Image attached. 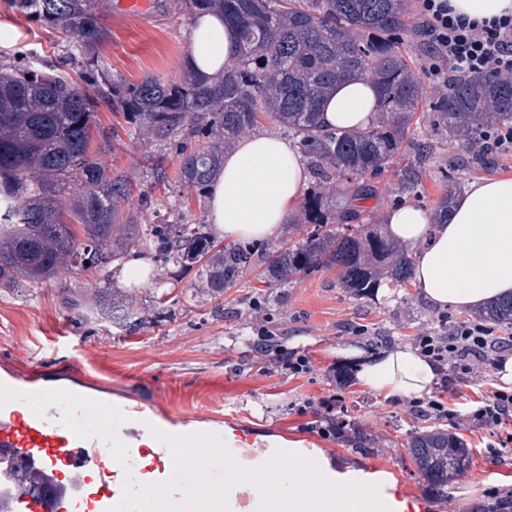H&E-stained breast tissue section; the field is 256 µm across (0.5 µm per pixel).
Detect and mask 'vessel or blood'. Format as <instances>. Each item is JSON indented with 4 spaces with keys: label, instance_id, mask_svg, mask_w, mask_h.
I'll return each mask as SVG.
<instances>
[{
    "label": "vessel or blood",
    "instance_id": "vessel-or-blood-1",
    "mask_svg": "<svg viewBox=\"0 0 512 512\" xmlns=\"http://www.w3.org/2000/svg\"><path fill=\"white\" fill-rule=\"evenodd\" d=\"M135 415L156 449L157 489L220 483L209 451L223 447V432L178 426L83 392L53 390L30 373L0 378V512H10L18 499L28 512H59L65 500L88 512H149L150 499L139 488L142 470L125 434L127 418ZM189 448L195 451L192 466H177L179 452ZM62 468L69 473L64 482L58 478ZM120 472L126 480L118 485ZM24 474L33 478L25 493L19 490Z\"/></svg>",
    "mask_w": 512,
    "mask_h": 512
}]
</instances>
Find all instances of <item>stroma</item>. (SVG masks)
Returning a JSON list of instances; mask_svg holds the SVG:
<instances>
[{
	"instance_id": "35a3bbf8",
	"label": "stroma",
	"mask_w": 512,
	"mask_h": 512,
	"mask_svg": "<svg viewBox=\"0 0 512 512\" xmlns=\"http://www.w3.org/2000/svg\"><path fill=\"white\" fill-rule=\"evenodd\" d=\"M123 0H100L99 13L111 32L99 55L115 77L137 83L148 76L167 81L187 70L191 29L177 14V0H152L141 15L129 14ZM417 15L397 44L421 81L425 94L414 117L419 141L432 153L419 169L414 192L403 187L401 168L393 164L376 179L375 196L363 200L360 220L378 224L384 212L402 202L435 210L440 197L456 184L512 174V151L494 152L487 164H472L457 138L436 125L432 105L439 98L426 73L429 53L417 33ZM65 44L52 29L0 0V67L17 65L35 54L46 65ZM123 114L99 106L90 151L113 175L124 176L134 190L122 202L124 214L140 224H203L207 204L177 179L183 154L203 147L201 139L164 144L145 160L146 147L126 135ZM121 268L113 260L92 271L68 274L64 285L0 289V374L37 371L59 385H85L104 399L142 407L175 422L233 431L234 448H284L297 442L321 451L338 468L365 473L384 471L396 483L398 499L417 512H474L491 496L512 493V450L497 459L485 452L486 430L468 421L449 422L448 431L464 437L472 450L467 473L445 500L429 498L408 450L409 436L423 427L407 406L386 405L385 394L359 384L342 352L355 348L377 354L409 346L422 332L449 322L475 320V313L430 306L416 286L383 284L377 295L356 297L341 288L335 270H323L284 288L260 286L255 270L216 297L203 289L194 271L155 263L151 285L125 290L135 308L127 320L111 321L64 304L65 294L88 299L110 288ZM283 346L306 349L313 369L294 377L277 357L260 359L255 344L269 333ZM495 371L481 384L458 379L450 367L431 393L448 405L498 387ZM337 397L336 416L348 427L336 436L306 429L297 407ZM370 436L371 453L355 449L351 424Z\"/></svg>"
}]
</instances>
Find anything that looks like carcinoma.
<instances>
[{"instance_id":"carcinoma-1","label":"carcinoma","mask_w":512,"mask_h":512,"mask_svg":"<svg viewBox=\"0 0 512 512\" xmlns=\"http://www.w3.org/2000/svg\"><path fill=\"white\" fill-rule=\"evenodd\" d=\"M12 7L69 39L59 66L79 70L81 84L34 67L0 70V288L57 283L108 259L150 249L167 262L196 270L211 294L237 284L255 266L251 246H226L205 224H132L120 203L131 185L110 176L90 154L99 101L123 113L128 136L161 144L203 135L208 146L182 156L178 181L202 197L223 165L224 152L270 117L298 138L313 177L304 202L302 237L261 255L259 280L286 286L334 269L351 294L367 296L383 279L401 288L413 279L412 249L360 224L343 199L371 196L385 165L412 145L409 136L424 88L395 50L407 27L404 0H181L192 20L218 10L236 32L224 76L188 73L183 80L147 77L127 84L92 53L110 37L97 0H12ZM368 78L380 92L381 112L368 129L322 128L326 94L347 76ZM439 124L463 146L483 144L496 127L512 128V79L460 76L435 105ZM339 211L328 228L326 206ZM124 304L100 290L99 315L117 318ZM482 320L512 326V297L480 312ZM409 455L424 490L448 498L471 452L460 437L436 426L414 433Z\"/></svg>"}]
</instances>
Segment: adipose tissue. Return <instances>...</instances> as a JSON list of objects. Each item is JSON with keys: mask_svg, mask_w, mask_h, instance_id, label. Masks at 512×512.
Masks as SVG:
<instances>
[{"mask_svg": "<svg viewBox=\"0 0 512 512\" xmlns=\"http://www.w3.org/2000/svg\"><path fill=\"white\" fill-rule=\"evenodd\" d=\"M235 33L218 13L200 15L192 26L189 65L217 77L230 64ZM379 110L368 81L349 77L324 101V128L358 130ZM308 170L290 142L270 133L242 139L225 154L224 167L208 186V221L230 240H270L281 231L301 196ZM387 231L416 250L414 283L439 308L478 310L512 294V177L479 179L456 195L447 223L433 225L427 210L402 204L386 212ZM358 381L387 395L419 397L440 378L417 350L399 347L357 356ZM223 485L153 493L151 512H406L390 474H368L361 485L333 468L316 449L268 448L255 456L220 461Z\"/></svg>", "mask_w": 512, "mask_h": 512, "instance_id": "1", "label": "adipose tissue"}]
</instances>
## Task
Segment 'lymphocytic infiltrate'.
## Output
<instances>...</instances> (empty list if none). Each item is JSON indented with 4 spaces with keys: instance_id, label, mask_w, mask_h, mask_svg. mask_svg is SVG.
<instances>
[{
    "instance_id": "lymphocytic-infiltrate-1",
    "label": "lymphocytic infiltrate",
    "mask_w": 512,
    "mask_h": 512,
    "mask_svg": "<svg viewBox=\"0 0 512 512\" xmlns=\"http://www.w3.org/2000/svg\"><path fill=\"white\" fill-rule=\"evenodd\" d=\"M405 8L416 11L422 20V35L432 59L429 72L438 90L447 91L452 72L473 78H512V14L471 19L455 13L448 0H406ZM414 344L429 362L451 365L457 373L478 381L487 367L499 362L502 353L512 350V337L497 336L482 322L464 321L453 325L445 336L420 334ZM409 407L438 421L461 416L488 429L491 440L486 451L490 457L512 447V432L501 431L504 424L512 422L511 390L495 389L468 401L461 414L436 399L413 400Z\"/></svg>"
}]
</instances>
